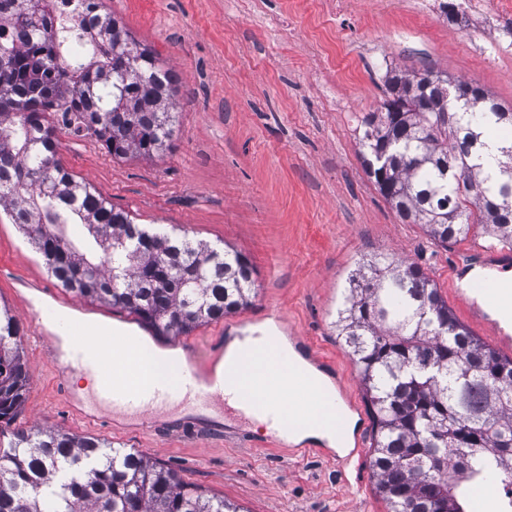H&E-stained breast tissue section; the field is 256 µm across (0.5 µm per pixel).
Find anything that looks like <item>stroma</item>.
I'll use <instances>...</instances> for the list:
<instances>
[{
    "mask_svg": "<svg viewBox=\"0 0 512 512\" xmlns=\"http://www.w3.org/2000/svg\"><path fill=\"white\" fill-rule=\"evenodd\" d=\"M336 23L297 13L276 26L284 0H103L139 42L177 76L179 124L158 158H115L93 137L57 131V160L115 208L149 228L177 229L226 246L249 261L250 304L184 337L158 338L127 311L61 288L41 256L0 208V306L18 320L30 371L16 425L93 437L136 450L180 478L245 512H387L370 468L375 431L359 372L334 322L347 278L363 258L391 252L417 264L459 321L467 315L450 287L452 259L467 244H491L482 231L441 244L401 219L364 171L362 118L379 108L387 69H431L479 84L512 106V21L419 13L421 0H373ZM23 279L41 281L37 302L16 295ZM63 309L75 319L131 330L159 350L194 344L200 361L217 342L271 328L310 342L347 397L342 425L361 430L360 449L340 460L318 450L281 448L242 415L211 408L222 436L196 437V407L159 410L142 433L136 414L118 411L117 427L88 424L63 403L62 380L90 391L79 371L51 365L38 322Z\"/></svg>",
    "mask_w": 512,
    "mask_h": 512,
    "instance_id": "obj_1",
    "label": "stroma"
}]
</instances>
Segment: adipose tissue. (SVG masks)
<instances>
[{
	"label": "adipose tissue",
	"mask_w": 512,
	"mask_h": 512,
	"mask_svg": "<svg viewBox=\"0 0 512 512\" xmlns=\"http://www.w3.org/2000/svg\"><path fill=\"white\" fill-rule=\"evenodd\" d=\"M49 326L68 351L80 346L83 335L92 336L96 341L94 349L101 354L106 368L129 383L159 379L176 387L186 379L176 357L144 347L136 337L113 332L105 324H86L82 335L77 336L58 314ZM220 368L235 370L239 389L256 390L257 406L249 412L254 423L296 442L316 438L335 444L332 388L320 373L304 369L290 349L282 345L280 337L263 332L234 341Z\"/></svg>",
	"instance_id": "ef3b65f1"
}]
</instances>
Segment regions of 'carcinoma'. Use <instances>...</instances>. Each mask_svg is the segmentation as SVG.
Returning <instances> with one entry per match:
<instances>
[{
  "instance_id": "cac0c4a2",
  "label": "carcinoma",
  "mask_w": 512,
  "mask_h": 512,
  "mask_svg": "<svg viewBox=\"0 0 512 512\" xmlns=\"http://www.w3.org/2000/svg\"><path fill=\"white\" fill-rule=\"evenodd\" d=\"M80 2L102 53L63 56L74 30L54 26L52 0H0V204L63 288L181 336L246 307L253 270L234 250L137 224L58 163L46 113L60 107L115 158L166 152L177 121L175 74L101 0ZM446 81L430 69L386 72L380 108L362 119L365 171L433 240L481 226L512 245V182L478 163L484 128L512 126V107L478 86L447 124L436 109ZM78 222L101 250L96 263L63 234ZM336 331L373 408L371 468L389 512H465L483 483L512 498V358L459 322L419 266L392 253L360 263ZM29 378L19 325L0 309V424L16 420ZM0 512L243 510L137 451L30 428L0 449Z\"/></svg>"
}]
</instances>
